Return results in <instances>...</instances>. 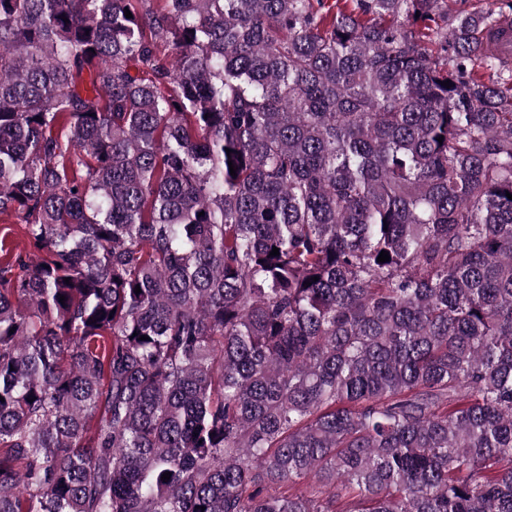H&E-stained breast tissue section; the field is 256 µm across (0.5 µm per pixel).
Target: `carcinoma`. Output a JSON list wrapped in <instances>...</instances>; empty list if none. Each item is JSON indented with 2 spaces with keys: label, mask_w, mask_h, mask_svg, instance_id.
<instances>
[{
  "label": "carcinoma",
  "mask_w": 512,
  "mask_h": 512,
  "mask_svg": "<svg viewBox=\"0 0 512 512\" xmlns=\"http://www.w3.org/2000/svg\"><path fill=\"white\" fill-rule=\"evenodd\" d=\"M154 2L0 0V512H512L498 17Z\"/></svg>",
  "instance_id": "1"
}]
</instances>
